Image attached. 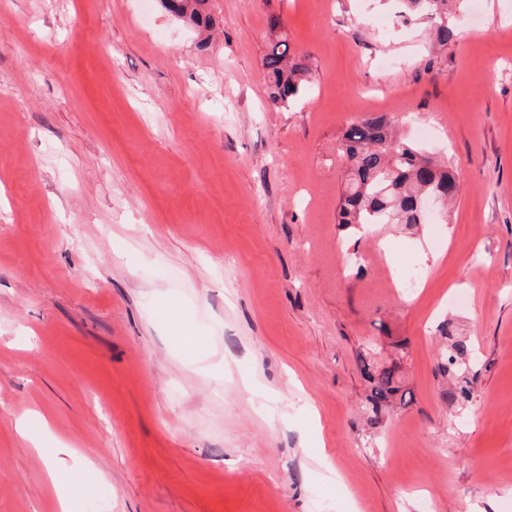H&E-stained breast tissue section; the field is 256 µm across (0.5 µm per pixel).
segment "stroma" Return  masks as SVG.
Segmentation results:
<instances>
[{
	"mask_svg": "<svg viewBox=\"0 0 512 512\" xmlns=\"http://www.w3.org/2000/svg\"><path fill=\"white\" fill-rule=\"evenodd\" d=\"M209 7L0 0V512H57L33 413L97 468L77 512H512V0H450L435 52L402 0ZM274 17L310 68L287 109ZM370 113L458 173L447 223L339 226ZM366 363L406 392L377 415ZM207 2L208 0H163L169 12L199 31L213 27ZM439 330L442 334L448 336V338L452 340L443 369L445 372H448V374L450 371L454 372L462 379L461 382H458L455 385L452 391H448V398L452 400H467L471 393L468 388L470 381L466 377L457 374V369L462 365L466 366L467 364H470L471 350L468 349V346L464 341L454 340V330L450 323L442 325Z\"/></svg>",
	"mask_w": 512,
	"mask_h": 512,
	"instance_id": "35a3bbf8",
	"label": "stroma"
}]
</instances>
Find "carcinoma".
I'll return each instance as SVG.
<instances>
[{
	"instance_id": "1",
	"label": "carcinoma",
	"mask_w": 512,
	"mask_h": 512,
	"mask_svg": "<svg viewBox=\"0 0 512 512\" xmlns=\"http://www.w3.org/2000/svg\"><path fill=\"white\" fill-rule=\"evenodd\" d=\"M208 0H163L166 9L194 28L205 31L213 27ZM413 13L427 16L436 23L437 43L444 47L456 34L440 21L448 11V0H405ZM269 82V98L277 106H290L303 92L308 64L296 55L285 39L274 38L263 58ZM337 153L347 160V183L338 208V224H428L424 201L428 197L442 206L437 211L439 223H447V207L460 192L457 173L435 162L417 144L395 134L386 116L373 113L349 125L336 145ZM440 332L452 339L444 371L457 372L470 363L471 350L462 340L453 339L451 324ZM363 373L372 384L370 403L378 412L382 403L397 395L402 386L393 370L373 373L363 364Z\"/></svg>"
}]
</instances>
